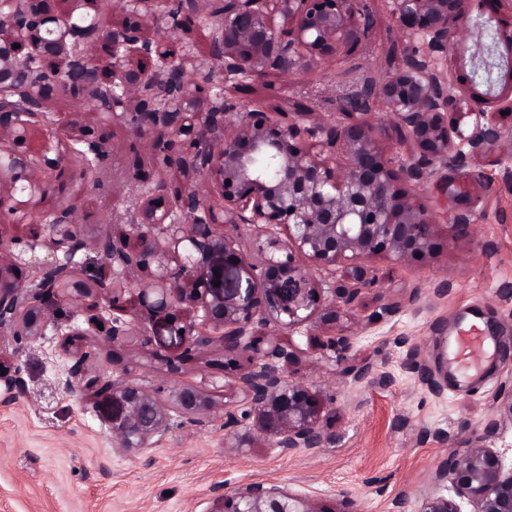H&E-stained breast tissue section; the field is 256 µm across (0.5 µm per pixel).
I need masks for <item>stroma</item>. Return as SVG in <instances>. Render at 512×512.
Masks as SVG:
<instances>
[{"mask_svg": "<svg viewBox=\"0 0 512 512\" xmlns=\"http://www.w3.org/2000/svg\"><path fill=\"white\" fill-rule=\"evenodd\" d=\"M375 24L369 41L353 55L320 66L303 80L285 84L271 73L253 81L214 78L211 95L231 94L241 113L257 107L292 112L297 105L323 117L343 121L337 109L342 95L362 77L392 72L407 47L388 9L387 0H370ZM111 162L98 173V186L78 199V221L84 236L110 228L143 185L130 165L140 157L155 166L141 139L120 124L108 129ZM416 200L436 219V248L427 258L402 263L380 256L370 264L375 279L365 291L343 335H356L352 350L332 346L328 337L298 329L289 341L301 350L288 369L291 381L319 391L328 405L323 423L332 440L314 453L278 454L253 439L250 447L224 445V406L235 401L224 384V353L182 358L167 337L142 346L140 337L112 344L104 331L112 310L100 303L101 322L92 312L68 303L56 304L54 324L73 325L82 335L67 342L52 328L27 340L0 335V355L19 364L25 391L10 403L0 402V512H210L216 496L239 486L274 483L309 494L319 512H337L343 498L355 499L362 512H391L403 499L417 512L423 498L445 493L431 474L465 437L480 432L499 395L512 388V367L494 357L482 380L451 372L446 357L456 332L477 324L499 345L512 347V190L502 186L493 154L440 169L436 178L414 190ZM56 199L36 205L40 223L0 225L11 239L10 258L23 275H32L53 253L44 240V219ZM470 211L479 222L470 236L451 238L450 215ZM446 279L452 290L432 298L433 282ZM420 298L409 302L412 291ZM404 300L397 314L379 318L381 296ZM367 323L359 331V323ZM419 343L436 374H447L441 394L430 393L406 371L402 339ZM90 353L92 373L123 376L173 405L176 388L190 383L211 401L209 412L174 416L168 435L135 455L112 446V402L61 388L69 360ZM366 358L377 371L391 372L393 382L353 384L341 371L353 359Z\"/></svg>", "mask_w": 512, "mask_h": 512, "instance_id": "obj_1", "label": "stroma"}]
</instances>
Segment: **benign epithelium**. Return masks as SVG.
Wrapping results in <instances>:
<instances>
[{"instance_id":"obj_1","label":"benign epithelium","mask_w":512,"mask_h":512,"mask_svg":"<svg viewBox=\"0 0 512 512\" xmlns=\"http://www.w3.org/2000/svg\"><path fill=\"white\" fill-rule=\"evenodd\" d=\"M52 0H11L0 13V216L19 215L26 200L46 196L65 183L85 187L98 182L94 171L74 169L49 146L62 140L88 144L104 167L110 150L103 139L74 120L63 128L49 122L47 89L55 85L72 100L90 103L98 124L128 125L146 139L164 167L177 165L179 177L158 178L125 214L126 230L104 231L86 240L77 206L64 203L53 213L45 245L66 249L27 281L10 275L7 246L0 245V334L36 339L49 321L48 304L65 299L77 307L107 300L112 317L108 338H151L141 329L144 317L159 324L185 352L221 347L226 356H246L236 365L234 386L241 398L224 410V446L242 448L257 435L282 454L324 448L331 437L321 420L317 393L288 379L294 348L279 339L301 326L320 328L353 313L364 290L373 286L367 262L385 254L406 262L433 246L432 216L414 199L411 188L429 183L442 167L496 153L499 179L512 187V133L497 115L512 112V19L480 11L482 0H388L401 37L423 40L393 72L364 79L338 110L349 121L322 118L305 124L297 118L238 113L233 100H217L190 81L186 58L166 49L185 19L211 25L208 58L224 79H260L278 73L293 83L350 54L370 35L374 15L369 0H178L180 20L164 26L161 0L123 19L108 21L100 12L66 15ZM476 51L468 85L461 86L441 68L442 60L466 40ZM24 45L26 54L14 48ZM157 56L148 69L143 59ZM388 112L396 129L414 146L410 161L398 167L385 158L382 126L366 116ZM186 145L173 160L172 141ZM218 175L221 200L206 199L207 181ZM478 218L453 216L458 234ZM251 224L263 234L258 252L241 249L238 230ZM99 262L82 278L73 257L82 249ZM325 268L339 266L344 282L323 302L315 280L301 260ZM244 269L239 278L224 271ZM221 278H216V274ZM220 285L214 286V280ZM138 286L135 306L124 289ZM270 327L267 337L256 325ZM89 354L73 357L63 387L82 388L112 400V447L125 453L149 448L171 429L169 409L152 393L104 374L90 376ZM405 368L434 394L445 380L409 345ZM345 377L362 384L376 374L367 359L349 364ZM0 384L9 401L24 391L21 370L0 368ZM176 410L195 416L208 402L193 387L175 394ZM512 423V391L499 398L497 412L480 435L451 451L433 479L451 493L427 496L418 512H512V467L488 444L505 423ZM211 512H317L314 500L275 484L249 483L224 492Z\"/></svg>"}]
</instances>
